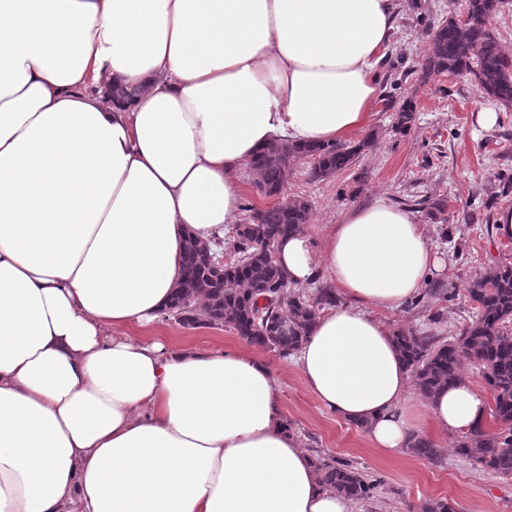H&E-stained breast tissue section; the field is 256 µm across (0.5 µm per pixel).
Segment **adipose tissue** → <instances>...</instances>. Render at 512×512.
Segmentation results:
<instances>
[{
    "label": "adipose tissue",
    "mask_w": 512,
    "mask_h": 512,
    "mask_svg": "<svg viewBox=\"0 0 512 512\" xmlns=\"http://www.w3.org/2000/svg\"><path fill=\"white\" fill-rule=\"evenodd\" d=\"M396 26L397 0H0V512H348L267 361L144 331L187 236L213 246L240 223L259 148L368 124ZM276 259L342 297L292 356L312 397L372 447H410L411 374L376 313L443 252L381 198ZM428 411L458 435L488 398L462 381Z\"/></svg>",
    "instance_id": "1"
}]
</instances>
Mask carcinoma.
Wrapping results in <instances>:
<instances>
[{"mask_svg": "<svg viewBox=\"0 0 512 512\" xmlns=\"http://www.w3.org/2000/svg\"><path fill=\"white\" fill-rule=\"evenodd\" d=\"M473 21L452 16L429 34L422 70L426 73L466 75L477 89L512 106V56L505 53L487 21L501 0H466ZM415 108L404 101L393 128L407 131L414 123ZM370 137L353 145H293L274 140L263 146L251 161L255 186L279 201L258 208L245 205L249 215L234 228L236 260L217 267L204 244L193 237L185 241L183 279L176 289L167 316L182 326L225 328L247 342L286 357L307 338L325 306L336 304V294L321 288L311 298L293 289L286 274L269 252L277 243L310 221L307 200L283 199L294 163L312 161V181L326 180L355 165L372 146ZM464 291L477 309V317L459 334L439 336L398 330L396 345L413 374L415 390L433 400L441 390L463 379L462 366L479 367L490 393L489 420L457 436L455 452L485 471L512 477V265L495 263L466 281ZM415 455L435 459L439 450L425 438L413 440ZM318 481L354 501L369 499L375 484L347 463L315 459Z\"/></svg>", "mask_w": 512, "mask_h": 512, "instance_id": "1", "label": "carcinoma"}]
</instances>
